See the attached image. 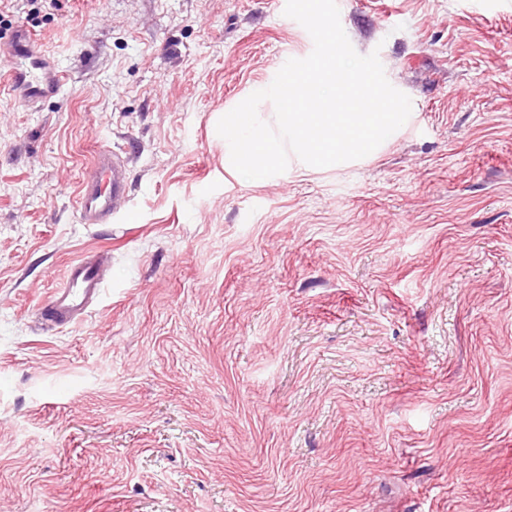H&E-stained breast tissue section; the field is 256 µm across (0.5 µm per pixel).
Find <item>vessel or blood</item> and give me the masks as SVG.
<instances>
[{
  "label": "vessel or blood",
  "mask_w": 512,
  "mask_h": 512,
  "mask_svg": "<svg viewBox=\"0 0 512 512\" xmlns=\"http://www.w3.org/2000/svg\"><path fill=\"white\" fill-rule=\"evenodd\" d=\"M35 39L26 29L12 37L5 59L0 60V86L11 84L25 89L22 105L35 109L62 91V74L54 58L34 47ZM129 197L128 166L120 152L103 148L94 157V174L82 183L77 206L84 224H109ZM105 288L100 253L88 250L67 266L62 282L40 308L50 326H65L81 320L99 300Z\"/></svg>",
  "instance_id": "1"
}]
</instances>
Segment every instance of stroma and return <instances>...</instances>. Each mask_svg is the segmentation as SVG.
I'll list each match as a JSON object with an SVG mask.
<instances>
[{
    "instance_id": "obj_1",
    "label": "stroma",
    "mask_w": 512,
    "mask_h": 512,
    "mask_svg": "<svg viewBox=\"0 0 512 512\" xmlns=\"http://www.w3.org/2000/svg\"><path fill=\"white\" fill-rule=\"evenodd\" d=\"M337 4L405 129L261 184L216 125L313 50L278 0L15 5L65 85L0 92V512H512V0ZM107 147L129 201L83 224ZM104 288L100 251L83 252L68 264L64 279L41 305L42 321L49 326H66L81 320Z\"/></svg>"
}]
</instances>
